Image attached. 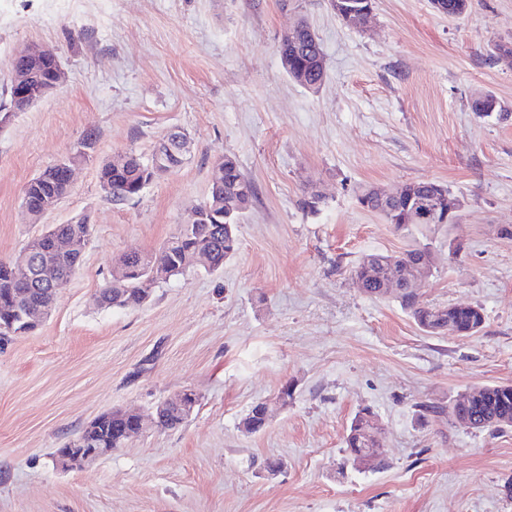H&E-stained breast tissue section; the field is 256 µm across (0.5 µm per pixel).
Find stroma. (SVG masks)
Returning a JSON list of instances; mask_svg holds the SVG:
<instances>
[{
	"label": "stroma",
	"mask_w": 512,
	"mask_h": 512,
	"mask_svg": "<svg viewBox=\"0 0 512 512\" xmlns=\"http://www.w3.org/2000/svg\"><path fill=\"white\" fill-rule=\"evenodd\" d=\"M299 16L324 54L315 92L278 54ZM511 43L512 0H470L458 17L432 0H374L362 30L329 0H0V107L18 50L53 49L62 69L0 123V260L76 215L93 226L51 315L0 349V512H512V429L444 412L472 388L512 384V56L499 50ZM481 94L499 111L473 112ZM174 129L190 138L184 164L136 198L107 197L102 165L150 157ZM227 155L256 187L238 252L155 284L143 307H100L118 256L174 235ZM70 158V194L29 223L27 182ZM420 181L448 186L458 223L399 232L356 199ZM420 232L434 256L422 300L480 306V333L427 335L394 295L351 279L363 255ZM288 382L293 400L276 404ZM186 389L199 402L177 429L54 465L99 415L149 414ZM261 401L275 404L266 427L244 432ZM366 407L379 468L343 462ZM271 458L285 462L272 478Z\"/></svg>",
	"instance_id": "1"
}]
</instances>
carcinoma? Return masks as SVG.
Returning a JSON list of instances; mask_svg holds the SVG:
<instances>
[{"instance_id":"carcinoma-1","label":"carcinoma","mask_w":512,"mask_h":512,"mask_svg":"<svg viewBox=\"0 0 512 512\" xmlns=\"http://www.w3.org/2000/svg\"><path fill=\"white\" fill-rule=\"evenodd\" d=\"M435 8L450 17L466 12L469 0H433ZM280 48L296 52L301 71L310 83L324 82L326 70L320 43L310 30H294L285 33ZM496 99L480 95L472 101V110L489 115L496 110ZM160 161L172 170L183 164L184 156L175 142L164 138L155 147L151 160L147 161L133 151L104 164L99 173L103 190L116 200L133 199L151 182L153 170L149 162ZM222 176L212 183L209 195L200 205V218L193 224H182L177 232L157 251L150 254H124L116 265L119 274L113 277L99 292L102 307L133 309L150 301L153 288L149 282L152 271L161 278L182 276L195 267L198 261H208L216 270L224 261L235 255L239 248L237 226L240 217L249 209L256 197L254 183L240 170L237 161L226 156L219 162ZM71 192V186L63 170L56 166L45 168L28 181L24 199L33 208L54 206ZM445 193L448 187L432 181L406 183L401 193L383 205L372 197L371 187L357 191V201L365 209L379 215L387 224L397 229L405 227L401 221L414 194ZM92 232L87 218L55 224L31 241L26 250L32 258L48 260L57 272V285L32 283L20 285L14 268L0 261V345L14 337L33 332L42 308L53 306L60 291L65 288L79 270L82 247ZM433 274L432 252L429 245L414 242L398 253L374 252L364 255L351 269L352 280L364 287L370 296L383 297L397 289L395 298L418 327L431 336H443L461 332L465 336L479 333L485 326L483 308L477 305H432L420 300V295L404 288V282ZM448 415L458 419L467 428L476 430L493 428L503 430L512 427V384H492L480 387L451 403ZM187 417L183 406L168 405L160 412L157 429L173 430L181 426ZM249 431L257 433L267 425L265 403L254 404L246 415ZM376 419L372 412L363 409L351 420L345 437L347 456L345 461H357L376 456L378 447L375 437ZM138 416L130 410H116L99 415L81 430L90 435L100 448L118 450L138 433Z\"/></svg>"}]
</instances>
